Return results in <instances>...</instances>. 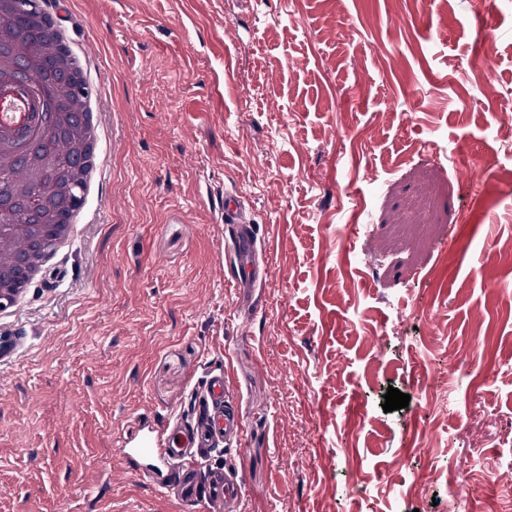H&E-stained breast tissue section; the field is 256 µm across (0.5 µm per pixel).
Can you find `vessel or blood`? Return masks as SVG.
<instances>
[{
  "label": "vessel or blood",
  "instance_id": "obj_1",
  "mask_svg": "<svg viewBox=\"0 0 512 512\" xmlns=\"http://www.w3.org/2000/svg\"><path fill=\"white\" fill-rule=\"evenodd\" d=\"M224 223L230 224L232 275L240 290L268 279L269 270L258 256L256 229L244 217V201L225 194L220 205ZM203 413L185 428L172 422L143 417L121 443L131 457L151 459L146 476L160 489H174L185 504L205 503L207 512H240L243 475L239 467L201 472L197 457L220 444L242 443L246 433L243 413L230 403V387L223 373L210 374L201 392Z\"/></svg>",
  "mask_w": 512,
  "mask_h": 512
}]
</instances>
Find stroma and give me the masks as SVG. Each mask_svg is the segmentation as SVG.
I'll return each mask as SVG.
<instances>
[{"instance_id":"stroma-1","label":"stroma","mask_w":512,"mask_h":512,"mask_svg":"<svg viewBox=\"0 0 512 512\" xmlns=\"http://www.w3.org/2000/svg\"><path fill=\"white\" fill-rule=\"evenodd\" d=\"M42 3L91 50L103 152L0 312V512H194L119 444L218 369L248 430L200 467L242 468L243 512H512V0ZM219 208L224 224H233L232 233L229 234V246L234 260L232 275L240 291H246L263 280L267 281L269 270L259 261L256 229L244 217V200L237 193H226Z\"/></svg>"}]
</instances>
